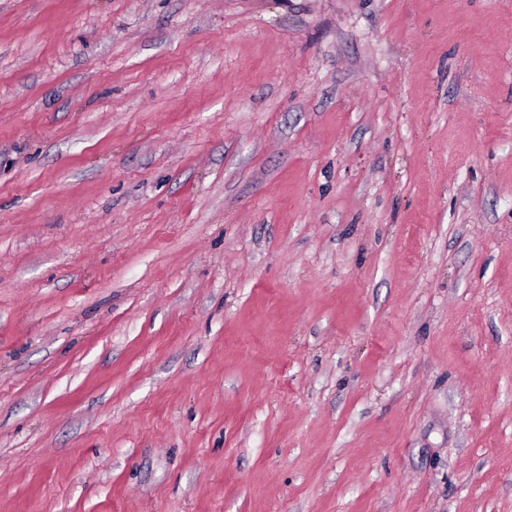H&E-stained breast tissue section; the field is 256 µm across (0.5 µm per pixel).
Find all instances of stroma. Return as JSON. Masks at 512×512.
<instances>
[{
	"label": "stroma",
	"mask_w": 512,
	"mask_h": 512,
	"mask_svg": "<svg viewBox=\"0 0 512 512\" xmlns=\"http://www.w3.org/2000/svg\"><path fill=\"white\" fill-rule=\"evenodd\" d=\"M0 512H512V0H0Z\"/></svg>",
	"instance_id": "35a3bbf8"
}]
</instances>
